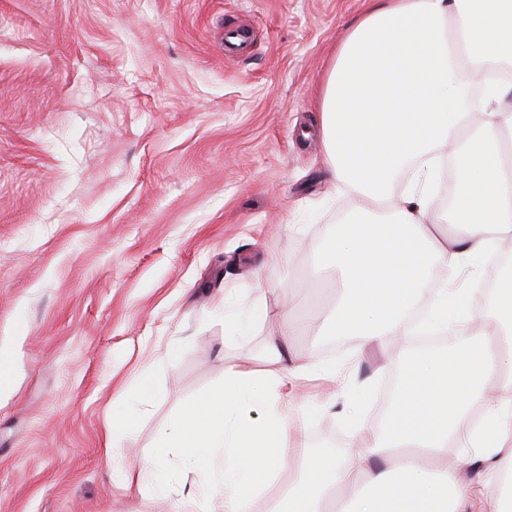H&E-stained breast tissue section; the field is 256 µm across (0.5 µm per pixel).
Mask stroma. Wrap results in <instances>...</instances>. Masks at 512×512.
<instances>
[{"mask_svg": "<svg viewBox=\"0 0 512 512\" xmlns=\"http://www.w3.org/2000/svg\"><path fill=\"white\" fill-rule=\"evenodd\" d=\"M363 0H0V512H167L201 476L163 429L261 371L254 273L298 306L292 350L319 355L335 275L316 252L359 207L333 188L317 106ZM247 29L225 57L224 28ZM300 225L302 234L292 233ZM361 419L303 383L301 442L340 449Z\"/></svg>", "mask_w": 512, "mask_h": 512, "instance_id": "stroma-1", "label": "stroma"}]
</instances>
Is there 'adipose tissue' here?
<instances>
[{
	"label": "adipose tissue",
	"mask_w": 512,
	"mask_h": 512,
	"mask_svg": "<svg viewBox=\"0 0 512 512\" xmlns=\"http://www.w3.org/2000/svg\"><path fill=\"white\" fill-rule=\"evenodd\" d=\"M366 4L319 104L330 179L363 202L362 220L334 230L321 249L340 280L321 333L400 357L429 281L426 331L469 340L408 363L422 381L385 430L313 465L307 448L291 447L300 387L315 370L288 347L294 304L283 293L285 332L264 349L267 372L225 369L203 410L161 435L163 447L187 449V466L220 486L174 499V512H512V283L494 289L488 312L460 294L458 315L448 316L449 279L476 255L512 247V113L501 108L512 102L511 81L491 83L496 110L459 139L468 81L512 66V0ZM451 144L463 169L448 212L454 235L429 218Z\"/></svg>",
	"instance_id": "obj_1"
}]
</instances>
